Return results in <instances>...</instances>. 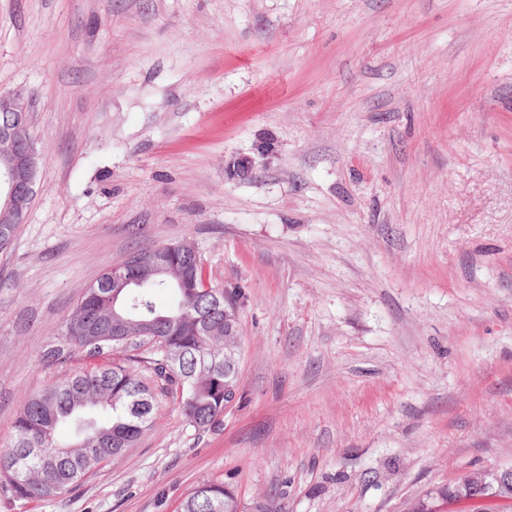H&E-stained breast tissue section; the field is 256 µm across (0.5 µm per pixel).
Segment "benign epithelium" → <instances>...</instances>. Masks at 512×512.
<instances>
[{
    "label": "benign epithelium",
    "mask_w": 512,
    "mask_h": 512,
    "mask_svg": "<svg viewBox=\"0 0 512 512\" xmlns=\"http://www.w3.org/2000/svg\"><path fill=\"white\" fill-rule=\"evenodd\" d=\"M8 112L13 120L0 123V182L6 185L4 208L0 214L3 224H21L35 193L39 159L34 142L21 143L17 131L28 123V106L17 94H0V113ZM257 169V157L242 155L229 166L231 173L240 179H251ZM128 263L112 267V295L118 289L132 284L125 276ZM504 499L512 501V467L494 470H475L463 475L448 492V501H483Z\"/></svg>",
    "instance_id": "1"
}]
</instances>
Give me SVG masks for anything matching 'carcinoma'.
<instances>
[{
	"label": "carcinoma",
	"instance_id": "cac0c4a2",
	"mask_svg": "<svg viewBox=\"0 0 512 512\" xmlns=\"http://www.w3.org/2000/svg\"><path fill=\"white\" fill-rule=\"evenodd\" d=\"M167 271L157 275L128 269L133 280L112 301V271L85 290L61 326V345L50 357L63 362L81 354L93 365L55 376L28 399L13 425V438L0 450V492L13 501L57 497L78 487L101 464L135 447L150 429L157 395L177 394L187 420L198 430L216 425L224 413V344L242 346L240 330L224 335V309L236 293L207 281L200 255L189 242L167 245ZM173 291L177 304L157 306L154 295ZM151 343L149 356L104 362L119 350ZM109 412L98 422L90 408ZM72 425L68 438L58 428ZM41 449L18 463L26 441ZM244 512L229 483L204 482L181 502L180 512Z\"/></svg>",
	"mask_w": 512,
	"mask_h": 512
}]
</instances>
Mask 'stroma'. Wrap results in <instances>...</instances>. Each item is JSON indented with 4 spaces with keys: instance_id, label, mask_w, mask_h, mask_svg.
I'll use <instances>...</instances> for the list:
<instances>
[{
    "instance_id": "obj_1",
    "label": "stroma",
    "mask_w": 512,
    "mask_h": 512,
    "mask_svg": "<svg viewBox=\"0 0 512 512\" xmlns=\"http://www.w3.org/2000/svg\"><path fill=\"white\" fill-rule=\"evenodd\" d=\"M36 192L0 253V448L84 290L191 242L241 292L236 397L0 512H408L512 465V0H0ZM272 143L249 180L228 161ZM217 504L220 511H213ZM243 507L231 484L204 482L183 499L180 512H244Z\"/></svg>"
}]
</instances>
